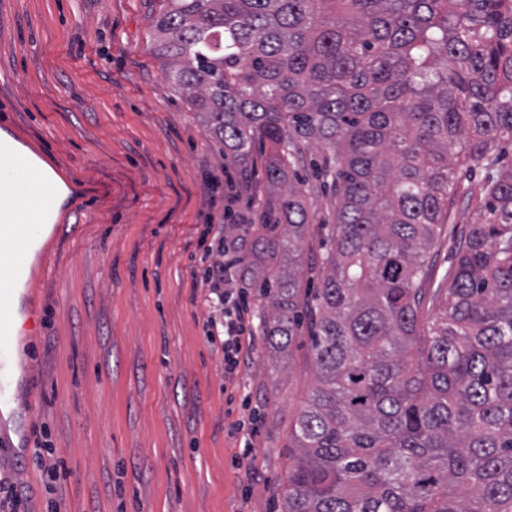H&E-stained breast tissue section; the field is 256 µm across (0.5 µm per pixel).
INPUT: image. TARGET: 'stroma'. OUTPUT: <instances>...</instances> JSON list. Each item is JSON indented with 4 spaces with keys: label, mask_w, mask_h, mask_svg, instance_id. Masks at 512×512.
<instances>
[{
    "label": "stroma",
    "mask_w": 512,
    "mask_h": 512,
    "mask_svg": "<svg viewBox=\"0 0 512 512\" xmlns=\"http://www.w3.org/2000/svg\"><path fill=\"white\" fill-rule=\"evenodd\" d=\"M165 0H0V132L49 164L67 195L19 286L33 334L18 339V425L0 477L22 470L43 512L47 438L65 469L60 512H281L291 432L314 386L307 336L274 355L257 339L225 381L209 310L194 301L204 243L225 205L255 218L260 161L224 160L167 80L152 32ZM481 171L455 168L448 222L429 251L439 282L484 211ZM303 277L325 253L334 193L307 199ZM37 416H29L31 403ZM27 443L26 456L13 453Z\"/></svg>",
    "instance_id": "stroma-1"
}]
</instances>
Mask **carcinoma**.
Listing matches in <instances>:
<instances>
[{
  "mask_svg": "<svg viewBox=\"0 0 512 512\" xmlns=\"http://www.w3.org/2000/svg\"><path fill=\"white\" fill-rule=\"evenodd\" d=\"M153 41L230 157L265 148L259 327L283 353L307 318L316 379L282 512H512V0H167ZM304 141L336 191L313 296ZM458 161L487 215L430 292Z\"/></svg>",
  "mask_w": 512,
  "mask_h": 512,
  "instance_id": "1",
  "label": "carcinoma"
}]
</instances>
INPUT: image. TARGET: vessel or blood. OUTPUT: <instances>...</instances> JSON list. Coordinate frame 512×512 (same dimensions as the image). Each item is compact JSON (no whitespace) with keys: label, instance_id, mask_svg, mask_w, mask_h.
Masks as SVG:
<instances>
[{"label":"vessel or blood","instance_id":"vessel-or-blood-1","mask_svg":"<svg viewBox=\"0 0 512 512\" xmlns=\"http://www.w3.org/2000/svg\"><path fill=\"white\" fill-rule=\"evenodd\" d=\"M17 187L13 178H0V425L10 408L12 373L17 360L11 341L19 331L34 328L33 318H19L13 292L21 280L20 255L28 241L24 227L16 225Z\"/></svg>","mask_w":512,"mask_h":512}]
</instances>
